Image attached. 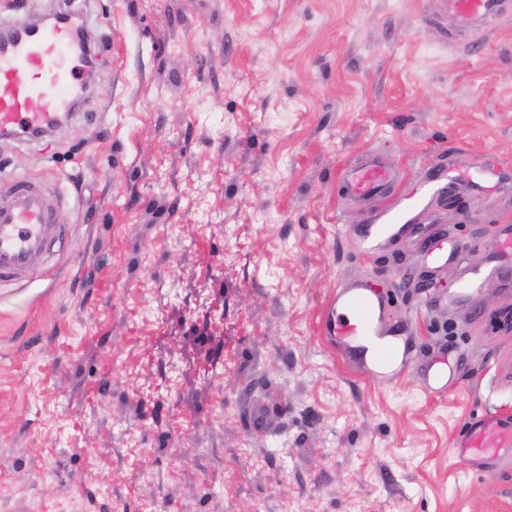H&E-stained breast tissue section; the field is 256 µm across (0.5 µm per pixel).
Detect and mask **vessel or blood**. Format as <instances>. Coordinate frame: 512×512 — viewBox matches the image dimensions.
<instances>
[{"label":"vessel or blood","instance_id":"1","mask_svg":"<svg viewBox=\"0 0 512 512\" xmlns=\"http://www.w3.org/2000/svg\"><path fill=\"white\" fill-rule=\"evenodd\" d=\"M438 10H452L466 19H490L500 0H434ZM12 40L0 52V136L39 139L53 133L76 110L75 87L79 64L89 52L88 33L80 18L39 24L15 17L0 19V31ZM500 167L457 155L450 166L432 168L412 194L395 192L392 170L377 157H365L346 168L342 180L347 196L366 204V224L356 234L364 253H375L388 242L423 235L417 213L432 200L445 199L462 181L478 187L498 184ZM59 203L53 188L41 180L0 173V284L27 279L48 252L52 237L62 231ZM424 237L425 259L436 265L460 261L461 246L445 238ZM493 264L464 269L454 292L469 297L485 280L500 276L502 260L512 257V228L492 239ZM387 291L358 278L348 279L328 306L323 330L353 367L395 379L413 367L417 346L399 323L390 322ZM451 367L447 358L431 361L421 374L429 394L448 389ZM454 456L474 472H486L512 460V416L486 411L471 417L452 448Z\"/></svg>","mask_w":512,"mask_h":512}]
</instances>
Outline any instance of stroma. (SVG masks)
I'll list each match as a JSON object with an SVG mask.
<instances>
[{"label": "stroma", "instance_id": "1", "mask_svg": "<svg viewBox=\"0 0 512 512\" xmlns=\"http://www.w3.org/2000/svg\"><path fill=\"white\" fill-rule=\"evenodd\" d=\"M102 42L80 113L0 139V172L56 191L62 248L0 287V512H512V464L452 444L512 415V272L449 305L461 267L421 237L363 254L342 189L368 155L409 195L457 153L461 183L417 219L465 264L512 225V12L446 40L428 0H25ZM464 264V265H465ZM388 291L443 396L386 382L322 333L337 288ZM422 252L424 258L432 264L443 265L461 262L462 248L453 240L426 235ZM452 372L448 358L431 361L421 373L422 388L429 394H441L448 390V374Z\"/></svg>", "mask_w": 512, "mask_h": 512}]
</instances>
